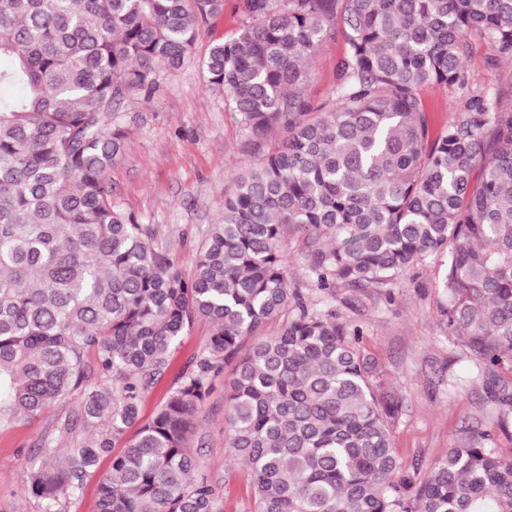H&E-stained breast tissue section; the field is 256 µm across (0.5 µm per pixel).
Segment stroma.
Masks as SVG:
<instances>
[{"instance_id":"35a3bbf8","label":"stroma","mask_w":512,"mask_h":512,"mask_svg":"<svg viewBox=\"0 0 512 512\" xmlns=\"http://www.w3.org/2000/svg\"><path fill=\"white\" fill-rule=\"evenodd\" d=\"M236 4L237 0H224L223 14L201 27L192 62L161 73L150 99L131 96L118 112L127 139L108 173L112 203L135 223L149 227L153 247L174 257L187 277L193 274L194 258L211 225L224 214V198L232 193L237 175L277 149L283 138L274 129L259 146H252L227 110L223 94L213 90L204 75L202 62L211 45L235 33L241 24ZM346 50L340 31L330 29L309 63L305 95L311 105L331 99ZM464 68L471 89L487 93L512 77V62L495 59L490 46L479 39L474 40ZM420 94L434 127L458 120L467 111L465 92L429 86ZM283 249L292 287L308 302H317L319 293L303 264L305 235L289 233ZM441 275L436 261L415 268L390 301L371 291H336L340 319L367 328L360 346L375 365L376 383L401 402L392 425L393 446L401 475L417 479L447 455L462 426L477 418L490 425L496 422L483 386L474 377L472 355L450 342L440 328L443 300L434 283ZM211 333V324L199 320L183 336L161 379L145 392L141 420L150 419L163 405L181 372L203 352ZM72 407V401L64 400L31 423L0 428V512H36L35 500L25 491L24 473L42 438L52 437L61 448L84 439L81 430L70 435L55 431ZM196 422L193 445L218 486L222 512H255L244 468L228 446L223 377L215 378Z\"/></svg>"}]
</instances>
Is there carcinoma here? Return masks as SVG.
<instances>
[{"label": "carcinoma", "mask_w": 512, "mask_h": 512, "mask_svg": "<svg viewBox=\"0 0 512 512\" xmlns=\"http://www.w3.org/2000/svg\"><path fill=\"white\" fill-rule=\"evenodd\" d=\"M223 10L0 0V426L72 396L66 429L103 426L64 453L36 449L25 484L37 512H67L108 453L98 512H221L190 440L233 358L225 416L255 512H512V458L495 448L512 415V80L472 92L466 117L436 133L419 95L468 88L475 37L512 58V0H238L242 25L211 46L207 82L247 135L279 127L286 139L238 175L186 278L112 204L107 173L127 138L114 112L151 97ZM334 25L347 52L325 110L304 86ZM292 230L305 234L319 307L291 288L281 244ZM437 259L441 328L473 355L497 429L468 427L415 480L399 475L398 406L373 383L363 326L336 314V289L390 301ZM198 319L213 327L204 353L139 423L143 394ZM89 350L103 384L89 385Z\"/></svg>", "instance_id": "carcinoma-1"}]
</instances>
